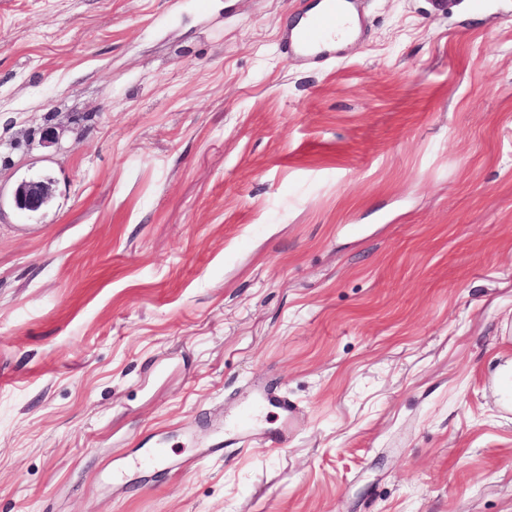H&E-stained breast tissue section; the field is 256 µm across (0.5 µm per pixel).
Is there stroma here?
Masks as SVG:
<instances>
[{
	"instance_id": "obj_1",
	"label": "stroma",
	"mask_w": 512,
	"mask_h": 512,
	"mask_svg": "<svg viewBox=\"0 0 512 512\" xmlns=\"http://www.w3.org/2000/svg\"><path fill=\"white\" fill-rule=\"evenodd\" d=\"M314 5L0 0V512H512V0ZM319 1L318 9L289 36L287 53L317 57L325 51L327 35L340 32L350 38L354 35L357 20L348 0ZM47 189L40 181H25L16 190L14 203L21 211H38L46 200ZM258 405L263 408L272 407L275 410L283 432L290 431L298 417L297 406L287 396L266 387L259 392ZM256 423L257 419L248 410L236 414L230 423V427L224 431V441L215 443L212 448L208 449V452H221L224 449L225 442L244 441L255 429ZM154 465L155 467H160L165 464H168L170 461V449L164 446L163 443H155L152 448L147 453L146 457L139 456H131L130 460L127 463L129 467H140L144 462Z\"/></svg>"
}]
</instances>
